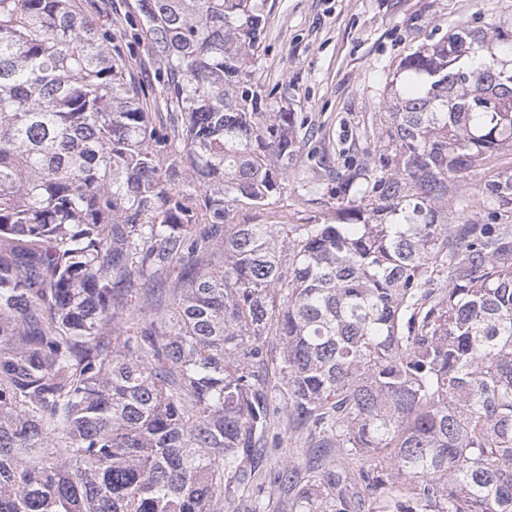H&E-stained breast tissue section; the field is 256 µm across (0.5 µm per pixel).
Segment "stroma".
I'll use <instances>...</instances> for the list:
<instances>
[{"label":"stroma","instance_id":"obj_1","mask_svg":"<svg viewBox=\"0 0 512 512\" xmlns=\"http://www.w3.org/2000/svg\"><path fill=\"white\" fill-rule=\"evenodd\" d=\"M83 13L112 35L130 74L149 86L158 63L136 38L142 18L132 0H76ZM263 43L256 66L262 98H275L319 127L303 153L329 152L336 166L380 142L378 115L399 60L468 24L512 33V0H267ZM512 168V150L485 156L459 178L465 212L449 223H485L479 190Z\"/></svg>","mask_w":512,"mask_h":512}]
</instances>
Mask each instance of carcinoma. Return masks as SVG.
Instances as JSON below:
<instances>
[{
	"mask_svg": "<svg viewBox=\"0 0 512 512\" xmlns=\"http://www.w3.org/2000/svg\"><path fill=\"white\" fill-rule=\"evenodd\" d=\"M265 7L136 0L157 126L73 0H0V512H512V221L448 223L512 148V34L401 58L295 224L315 131L252 89ZM481 196L512 215V170ZM512 167V150L509 148L500 150L492 155H486L482 160L475 164L467 173L458 178V195H462L468 200V208L463 216L455 211L456 206L450 208L448 205V223L457 224L458 221L469 220L479 224L489 223L486 220L487 210L482 204L480 187L486 181L501 171ZM458 217H461L459 219ZM491 224V223H489Z\"/></svg>",
	"mask_w": 512,
	"mask_h": 512,
	"instance_id": "obj_1",
	"label": "carcinoma"
}]
</instances>
